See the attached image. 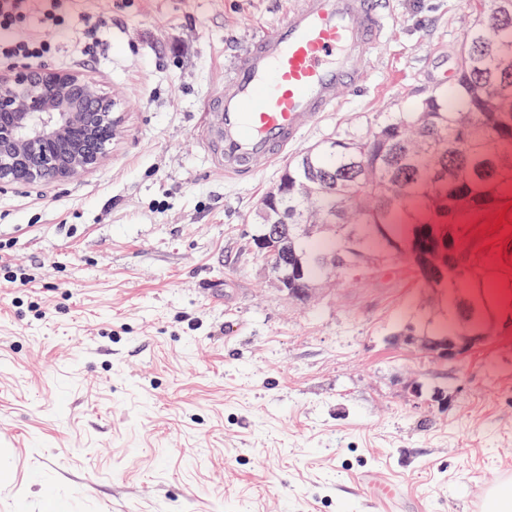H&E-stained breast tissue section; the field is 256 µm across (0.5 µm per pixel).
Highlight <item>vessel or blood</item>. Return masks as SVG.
<instances>
[{
  "label": "vessel or blood",
  "mask_w": 512,
  "mask_h": 512,
  "mask_svg": "<svg viewBox=\"0 0 512 512\" xmlns=\"http://www.w3.org/2000/svg\"><path fill=\"white\" fill-rule=\"evenodd\" d=\"M390 22L376 0H289L284 19L255 36L205 107L224 172L246 178L279 159L339 94L363 85Z\"/></svg>",
  "instance_id": "vessel-or-blood-1"
}]
</instances>
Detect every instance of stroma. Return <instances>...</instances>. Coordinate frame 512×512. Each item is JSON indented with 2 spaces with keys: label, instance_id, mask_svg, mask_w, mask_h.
I'll return each instance as SVG.
<instances>
[{
  "label": "stroma",
  "instance_id": "1",
  "mask_svg": "<svg viewBox=\"0 0 512 512\" xmlns=\"http://www.w3.org/2000/svg\"><path fill=\"white\" fill-rule=\"evenodd\" d=\"M287 0H81L74 57L55 29L43 68L78 70L122 114L108 159L0 190V512H477L512 478V320L462 363L422 341L467 324L405 257L290 300L250 245L281 163L226 176L203 127L224 67ZM391 18L366 85L287 151L450 94L479 11L378 0ZM482 289L512 302V206L463 215ZM415 343H408V336Z\"/></svg>",
  "mask_w": 512,
  "mask_h": 512
}]
</instances>
